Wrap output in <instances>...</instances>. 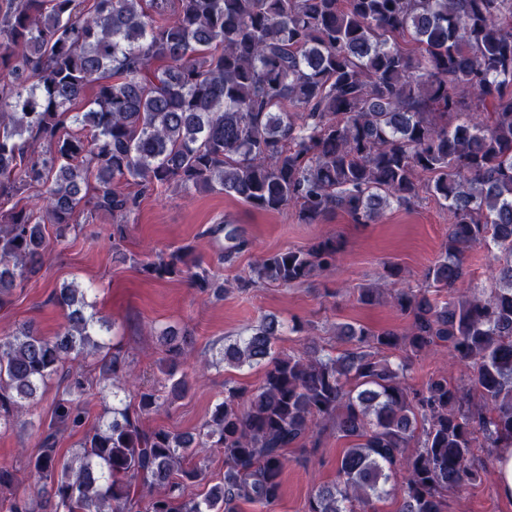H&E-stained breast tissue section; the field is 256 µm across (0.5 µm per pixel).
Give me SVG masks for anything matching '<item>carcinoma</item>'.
I'll return each instance as SVG.
<instances>
[{"mask_svg": "<svg viewBox=\"0 0 512 512\" xmlns=\"http://www.w3.org/2000/svg\"><path fill=\"white\" fill-rule=\"evenodd\" d=\"M95 93L86 97L87 88ZM144 189L202 187L253 209L298 208L303 224L342 211L357 224L433 199L448 210V242L427 288H398L407 326L336 324L343 348L275 354L277 321L227 340L219 361L263 368L248 393L224 401L196 432L145 428L187 391L179 369L192 338L169 330L166 394L119 392L131 361L85 292H53L67 311L52 336L30 325L0 334V432L48 380L65 382L28 467L47 488L21 486L0 463L8 512H239L283 494L288 449L346 441L336 480L308 512H448V494L480 478L473 448L512 447V0H0V302L36 271L46 227L63 242L78 210L126 218ZM40 188L33 207L4 205ZM224 234L221 259L247 245ZM493 253L487 288L458 292L464 255ZM183 246L143 264L187 275L202 293L224 286L188 264ZM337 241L262 257L243 287L290 286L336 264ZM448 348L473 366L467 383L435 374L405 381L407 359ZM102 353L112 407L89 424L94 377L72 368ZM82 433L62 456V430ZM198 448H219L224 476L195 497Z\"/></svg>", "mask_w": 512, "mask_h": 512, "instance_id": "carcinoma-1", "label": "carcinoma"}]
</instances>
